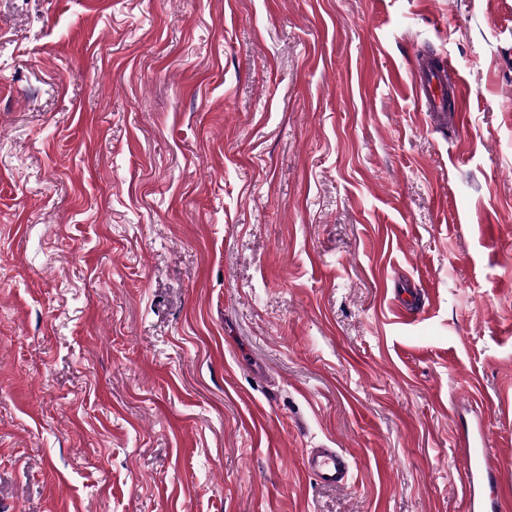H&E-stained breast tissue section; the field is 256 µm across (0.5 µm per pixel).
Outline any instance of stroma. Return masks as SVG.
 <instances>
[{
  "label": "stroma",
  "instance_id": "35a3bbf8",
  "mask_svg": "<svg viewBox=\"0 0 512 512\" xmlns=\"http://www.w3.org/2000/svg\"><path fill=\"white\" fill-rule=\"evenodd\" d=\"M479 423L512 481V0H0V512H464ZM414 85L417 105L422 112H448V80L459 82L458 73L450 61L428 58L419 60ZM303 466L325 486L344 487L351 473V459L340 448H309L303 457Z\"/></svg>",
  "mask_w": 512,
  "mask_h": 512
}]
</instances>
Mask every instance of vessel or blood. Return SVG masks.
<instances>
[{"label": "vessel or blood", "instance_id": "1", "mask_svg": "<svg viewBox=\"0 0 512 512\" xmlns=\"http://www.w3.org/2000/svg\"><path fill=\"white\" fill-rule=\"evenodd\" d=\"M417 105L423 112L452 111L456 126L467 122L468 100L461 87H449L456 77L452 63L428 58L416 66ZM459 491L465 512H512V486L501 476L498 458L487 446L483 428L468 432L461 441ZM305 470L326 486L342 487L349 480L351 459L340 448H310L303 457Z\"/></svg>", "mask_w": 512, "mask_h": 512}]
</instances>
